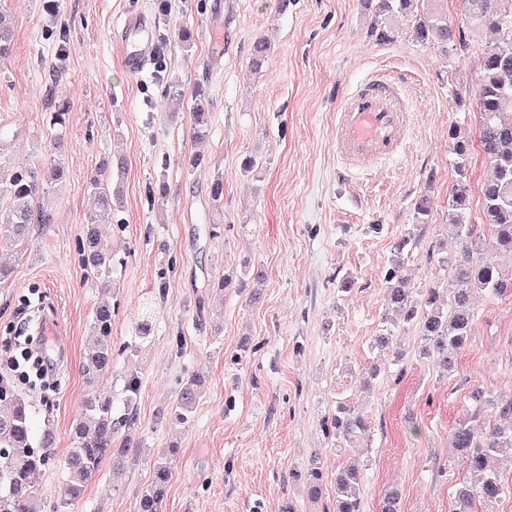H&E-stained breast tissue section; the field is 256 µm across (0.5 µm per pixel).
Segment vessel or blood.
<instances>
[{
	"label": "vessel or blood",
	"mask_w": 512,
	"mask_h": 512,
	"mask_svg": "<svg viewBox=\"0 0 512 512\" xmlns=\"http://www.w3.org/2000/svg\"><path fill=\"white\" fill-rule=\"evenodd\" d=\"M126 64L141 70L154 43L152 22L145 16L125 19ZM409 108L401 86L386 71L367 76L347 97L336 118V154L340 172L349 177L392 161L406 142Z\"/></svg>",
	"instance_id": "vessel-or-blood-1"
}]
</instances>
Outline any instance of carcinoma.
Returning a JSON list of instances; mask_svg holds the SVG:
<instances>
[{"mask_svg":"<svg viewBox=\"0 0 512 512\" xmlns=\"http://www.w3.org/2000/svg\"><path fill=\"white\" fill-rule=\"evenodd\" d=\"M373 12L370 33L380 41L389 38L381 29L385 15L397 10L409 16L416 41L432 43L443 51L448 44L469 52V44L456 36L443 13L427 9L416 11L414 5L435 0H361ZM466 24L474 30L490 29L498 37L480 48L479 77L475 90L478 113V138L472 142L460 135L457 128L449 131L452 165L458 180L448 200L447 224L458 243L453 256L441 260L448 267L455 288L444 296L437 285L424 284L412 288L405 274L410 251L416 247V234L409 232L394 243L385 271L384 302L398 319L384 318L386 328L369 342L370 350L379 354L390 349L392 331L404 322L418 330V354L433 363L442 375L455 372L456 356L473 333L475 300L481 295H502L512 290V18L494 9L499 0H464ZM270 51L267 39L253 44L251 66H260ZM194 135L206 136L207 117L202 100L193 109ZM478 149L490 178L481 186L483 223L490 226L488 238L477 236V225L470 220L469 176L473 149ZM122 171L123 163L104 162L90 178L98 207L108 212L120 207L119 192L113 188L114 171ZM45 176L36 166L17 167L9 175L0 169V242L14 246L28 242L33 225L53 223V215L37 202L44 189ZM485 248L505 253L511 259L508 267L488 263L481 257ZM83 263L90 276L109 287L112 256L98 230L90 221L80 241ZM155 309L147 305L136 324L135 334L120 347L112 343V306L101 300L95 305L90 322L92 343L82 363L87 383L96 387L100 379L112 374L115 358L123 356L126 366L118 374L121 381L120 403L93 391L84 401V412L76 421L73 448L65 458L67 482L46 494L40 487V476L53 461L52 435L45 430L35 436L32 426V405L12 389L0 386V450L18 449L7 464L0 463V512H58L71 506L80 496L84 484L103 462L124 455L131 445L130 431L137 420L140 376L137 357L150 344ZM203 396L200 373L193 372L182 381L177 398L170 407L169 419L187 425ZM470 406L449 434V445L463 462V474L452 485L456 512H473L480 503L486 512L504 493V483L497 467L502 448H512V398L493 396L476 389L470 393ZM333 428L336 451L361 448L370 451L371 421L366 408L355 406L340 392L336 406L325 416ZM170 478L167 457L162 455L153 465L151 483L140 496V512H161L163 491ZM292 480L307 488L309 496L318 500L322 494L323 472L318 458L292 473ZM332 501L323 512H363L361 469L344 466L336 472ZM380 512H401V494L388 486L380 501Z\"/></svg>","mask_w":512,"mask_h":512,"instance_id":"obj_1","label":"carcinoma"}]
</instances>
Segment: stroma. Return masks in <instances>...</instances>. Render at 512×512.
<instances>
[{
	"label": "stroma",
	"mask_w": 512,
	"mask_h": 512,
	"mask_svg": "<svg viewBox=\"0 0 512 512\" xmlns=\"http://www.w3.org/2000/svg\"><path fill=\"white\" fill-rule=\"evenodd\" d=\"M13 26L0 58V164H30L65 177L43 200L54 222L31 231L27 250L0 245V340L15 335V312L31 328L56 323L58 368L49 388L16 384L34 405L36 431L50 430L56 463L46 491L65 483L71 428L90 392L81 365L92 311L112 303V341L128 340L144 303L157 302L152 341L139 359V420L120 476L104 462L70 512H138L153 463L169 453L162 512H322L288 475L319 459L329 474L345 459L321 425L336 402L344 367L364 372L368 342L386 315L384 272L394 242L416 232L408 262L414 286L449 287L442 257L454 254L448 194L456 180L448 130L476 136L471 94L477 54H442L416 43L403 17L384 23L392 39L370 37L360 0H63L48 22L41 0H0ZM156 21L164 54L145 72L123 62L125 18ZM224 29L216 52L213 30ZM191 29L184 47L181 29ZM274 50L261 71L251 68L254 41ZM404 77L411 135L399 162L352 180L339 175L336 111L369 71ZM62 71L59 98L68 119L55 144L48 91ZM179 84L183 99L166 89ZM205 96L208 133L193 134L196 93ZM199 166H191L193 157ZM125 161L122 203L100 221L116 261L110 290L89 276L79 240L98 212L89 187L102 160ZM249 157L259 167L240 172ZM224 182L213 201L210 187ZM430 198L428 223L414 204ZM263 270L260 303L250 288L217 291L242 264ZM353 289L338 296L340 281ZM403 368L387 366L369 404L373 437L364 470V512H378L382 489L397 485L401 512H454L451 479L439 476L453 450L448 431L470 391L512 394V291L483 297L473 334L451 376L419 357L414 326L396 331ZM247 354H240L241 343ZM206 376L205 396L186 427L168 424L180 381Z\"/></svg>",
	"instance_id": "obj_1"
}]
</instances>
